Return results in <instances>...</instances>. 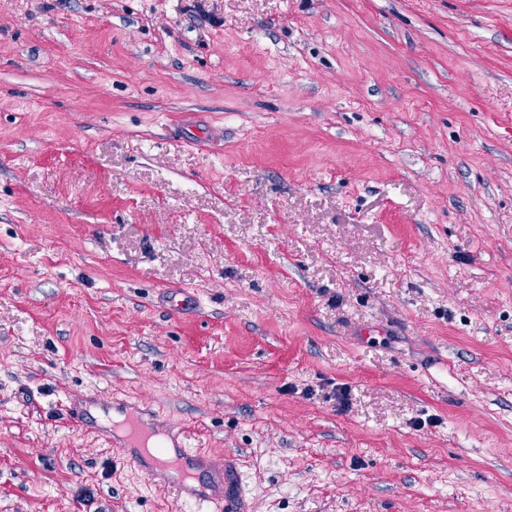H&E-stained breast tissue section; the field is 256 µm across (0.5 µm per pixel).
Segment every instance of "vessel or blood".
I'll return each mask as SVG.
<instances>
[{"mask_svg": "<svg viewBox=\"0 0 512 512\" xmlns=\"http://www.w3.org/2000/svg\"><path fill=\"white\" fill-rule=\"evenodd\" d=\"M96 405L91 394L79 391L69 398L66 413L78 429L104 434L113 412H123L120 444L125 460L152 482L173 490L178 505L193 504L199 512H243L242 478L234 460L218 462L201 449L187 447L182 428L147 408L115 401L99 413Z\"/></svg>", "mask_w": 512, "mask_h": 512, "instance_id": "b4317fda", "label": "vessel or blood"}]
</instances>
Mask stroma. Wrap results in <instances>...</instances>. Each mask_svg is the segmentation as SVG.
<instances>
[{"label": "stroma", "mask_w": 512, "mask_h": 512, "mask_svg": "<svg viewBox=\"0 0 512 512\" xmlns=\"http://www.w3.org/2000/svg\"><path fill=\"white\" fill-rule=\"evenodd\" d=\"M76 390L249 512H512V0H0V512H175ZM97 406L91 394L79 391L69 398L66 413L78 429L104 434L112 421L110 411L125 409V435L119 439L125 460L152 482L173 490L178 506L193 504L202 512H244L242 478L234 459L217 462L200 448H188L182 428L159 419L146 407L112 401L102 413H94L92 408Z\"/></svg>", "instance_id": "stroma-1"}]
</instances>
